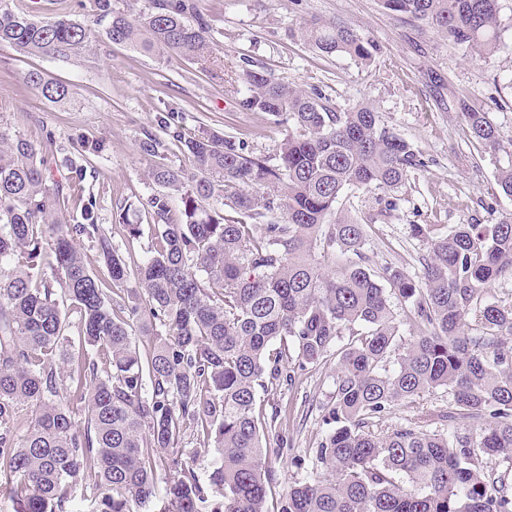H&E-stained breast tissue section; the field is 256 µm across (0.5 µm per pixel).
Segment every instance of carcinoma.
<instances>
[{"label": "carcinoma", "instance_id": "1", "mask_svg": "<svg viewBox=\"0 0 512 512\" xmlns=\"http://www.w3.org/2000/svg\"><path fill=\"white\" fill-rule=\"evenodd\" d=\"M93 2L112 15L113 44L192 61L213 52L209 23L190 0H152L134 19L112 13L111 0ZM497 2L381 0L485 58L501 47ZM94 37L65 12L45 21L0 8V45L20 54L69 58ZM297 37L323 56L372 59L343 22L311 19ZM243 81L240 109L288 126L275 159L246 152L234 136L187 135L167 122L191 159L187 173L144 132L147 177L162 191L149 200L151 255L133 271L93 198L72 184L46 185L39 148L0 127V493L25 512H57L87 476L94 512H138L155 498L158 450L192 430L218 462L202 475L171 460L158 512H200L211 493L210 512H512V304L483 299L512 276V217L446 234L415 224L429 245L422 276L371 269L363 225L337 207L340 197L355 187L382 203L425 167L421 153L370 105L337 112L322 94L265 71ZM27 83L56 103L69 96L37 72ZM458 105L512 196V140L500 139L480 107ZM84 240L97 252L95 271ZM338 254L346 261L330 275L325 263ZM397 301L413 305L410 341ZM67 308L78 316L81 352L68 354L60 376ZM138 332L153 337L143 353ZM333 347L336 428L316 448L330 478L291 486L271 504L262 440L272 425L258 392L292 383ZM438 388L448 390L445 418L469 422L476 435L417 424L370 431L391 408ZM76 410L86 413L82 426Z\"/></svg>", "mask_w": 512, "mask_h": 512}]
</instances>
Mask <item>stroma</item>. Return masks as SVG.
Returning <instances> with one entry per match:
<instances>
[{"instance_id": "1", "label": "stroma", "mask_w": 512, "mask_h": 512, "mask_svg": "<svg viewBox=\"0 0 512 512\" xmlns=\"http://www.w3.org/2000/svg\"><path fill=\"white\" fill-rule=\"evenodd\" d=\"M208 20L213 54L208 62L154 57L109 42V18H99L97 42L79 58L27 56L0 47V126L10 134L42 144L53 136L57 152L48 157V183L68 184L67 155H78L86 170L84 195L96 201L98 221L112 236L126 264L149 254L152 229L148 202L157 187L144 170L139 150L144 131L165 135L158 123L172 113L186 134L209 129L243 139L250 152L274 155L288 133L261 112L238 106L243 71L265 70L306 93L321 92L338 111L372 105L385 123L422 153L425 169L412 174L383 217L372 197L345 189L341 208L365 219L364 251L373 269L399 266L418 276L428 253L415 224H493L512 214V197L497 185V165L470 141L468 128L448 99L463 95L481 105L503 140H512V0H498L502 46L480 58L447 44L422 24L398 18L381 0H193ZM340 20L372 45L363 65L343 56H323L297 41L303 21ZM60 80L72 90L64 103L46 100L26 82L30 72ZM141 227L130 238L128 224ZM336 358L327 356L294 385L261 395L265 411L279 417L268 448L286 440L288 448L270 456L273 496L290 485L321 475L314 450L334 428L328 419ZM447 393L437 390L394 407L375 429L384 433L424 420L427 430L444 433Z\"/></svg>"}]
</instances>
